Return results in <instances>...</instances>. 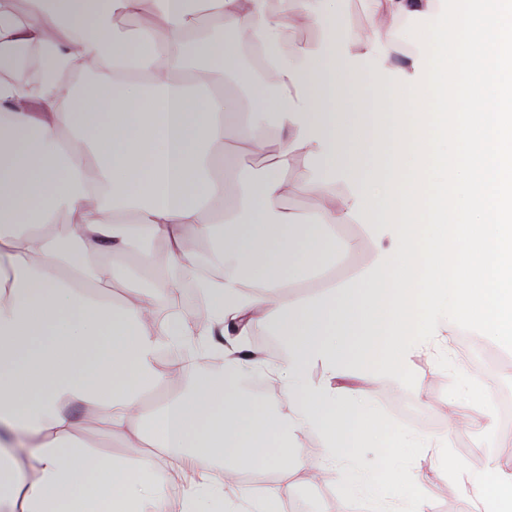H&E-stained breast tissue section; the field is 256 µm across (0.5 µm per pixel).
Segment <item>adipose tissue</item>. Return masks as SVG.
<instances>
[{"mask_svg": "<svg viewBox=\"0 0 512 512\" xmlns=\"http://www.w3.org/2000/svg\"><path fill=\"white\" fill-rule=\"evenodd\" d=\"M199 8L234 31V39L189 38L192 16L180 0H26L25 10L0 0V512H169L152 483L151 458L129 465L80 436L68 410L81 404L113 436L138 435L164 448L188 483L190 512H210L228 476L307 467L292 437L318 432L325 461L348 455L350 436L370 430L365 395H349L341 377L360 369L382 321L380 262L344 284L321 259L336 249V227L366 225L379 242L393 176L391 113L378 115L385 136L366 137L352 85L364 69L385 83L394 70L368 41L336 27V0H199ZM387 38L417 15L437 14L439 0H371ZM144 18L137 36L119 26ZM322 30L315 48L285 47L289 24ZM249 47L273 89L265 111L288 136L261 178L246 184L210 175L225 146L269 150L242 100L227 99L230 66ZM38 49L47 70L43 90L14 83L15 51ZM80 58L100 61L106 77L57 94L58 76ZM319 164L321 177L289 181L298 159ZM310 192L323 204L313 219L283 207ZM223 201L220 223L202 221ZM73 219L57 228L60 215ZM214 241L225 263L250 271L253 289L225 275L202 281L211 334L240 321V334L266 328L287 348L282 401L247 397L255 352L223 347L224 371L144 411V395L180 376L158 352L195 335L193 316L158 317L154 298L121 303L110 294L123 272L102 260L116 250L162 240L182 274L196 260L186 235ZM324 286L283 300L300 270ZM324 378H308L312 366ZM388 455L385 479L397 483L401 512H427L423 478L404 475ZM476 512H512V466L499 464L474 485Z\"/></svg>", "mask_w": 512, "mask_h": 512, "instance_id": "1", "label": "adipose tissue"}]
</instances>
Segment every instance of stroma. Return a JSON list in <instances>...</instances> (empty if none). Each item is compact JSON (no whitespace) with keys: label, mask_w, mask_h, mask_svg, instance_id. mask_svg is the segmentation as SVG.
<instances>
[{"label":"stroma","mask_w":512,"mask_h":512,"mask_svg":"<svg viewBox=\"0 0 512 512\" xmlns=\"http://www.w3.org/2000/svg\"><path fill=\"white\" fill-rule=\"evenodd\" d=\"M336 240L348 246L334 260L336 281L342 284L371 265L376 243L362 224L337 225ZM116 260L126 268L130 283L142 287L169 275L168 249L161 241L131 244ZM468 340L489 357V364L472 361L458 335H445L410 357L416 374L413 389L365 373L343 382L346 388L365 391L368 414L397 444L403 472L424 475L422 495L428 512H470L473 488L468 478L486 474L500 459L498 444L512 442V431L491 422L496 446L477 456L474 438L449 424V396H456L462 413L471 414L479 397L494 401L512 389V351L476 332ZM384 472L380 449L364 440L349 456L337 459L335 474L321 481H310L306 469L290 473L286 501L293 512H393L392 493L383 487Z\"/></svg>","instance_id":"1"}]
</instances>
